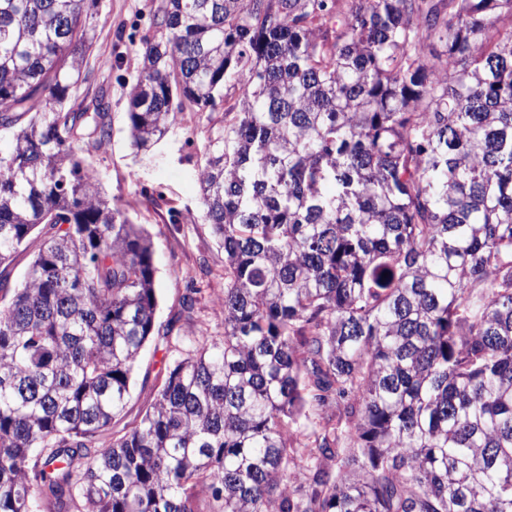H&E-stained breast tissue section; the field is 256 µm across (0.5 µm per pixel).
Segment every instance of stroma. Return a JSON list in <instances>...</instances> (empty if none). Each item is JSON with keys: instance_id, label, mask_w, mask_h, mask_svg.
Wrapping results in <instances>:
<instances>
[{"instance_id": "1", "label": "stroma", "mask_w": 512, "mask_h": 512, "mask_svg": "<svg viewBox=\"0 0 512 512\" xmlns=\"http://www.w3.org/2000/svg\"><path fill=\"white\" fill-rule=\"evenodd\" d=\"M163 0H98L92 9L95 40L86 81L76 95L104 96L112 135L82 155L113 201L149 234L158 287L156 335L134 368L130 397L113 430L137 424L153 402L169 367L192 348L195 337L224 336V313L214 301L224 295V251L202 220L198 171L207 130L217 112H181L168 133L146 154L132 146L126 124L128 96L140 69V42L151 34ZM194 311H183L185 297Z\"/></svg>"}]
</instances>
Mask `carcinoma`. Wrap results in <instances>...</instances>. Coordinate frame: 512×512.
I'll return each instance as SVG.
<instances>
[{"label": "carcinoma", "mask_w": 512, "mask_h": 512, "mask_svg": "<svg viewBox=\"0 0 512 512\" xmlns=\"http://www.w3.org/2000/svg\"><path fill=\"white\" fill-rule=\"evenodd\" d=\"M90 2L0 0V266L54 229L0 273V512H512V0H165L127 124L234 98L224 339L121 436L156 268L79 153ZM43 227L44 225H41L36 231V233L33 235V239L30 242L28 250L18 253L15 256L12 264L7 269V272L9 273L10 282L12 285L19 284L21 282L27 270L32 254L40 244L41 237L47 235L45 233L51 232L48 226L42 229ZM40 231L42 232L38 234V232Z\"/></svg>", "instance_id": "cac0c4a2"}]
</instances>
